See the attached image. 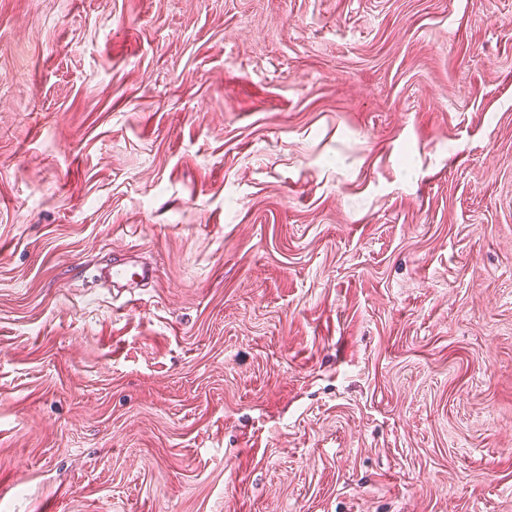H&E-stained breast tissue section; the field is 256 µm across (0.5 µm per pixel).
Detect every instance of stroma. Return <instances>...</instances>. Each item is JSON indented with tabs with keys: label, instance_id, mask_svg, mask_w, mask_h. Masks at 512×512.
I'll return each mask as SVG.
<instances>
[{
	"label": "stroma",
	"instance_id": "1",
	"mask_svg": "<svg viewBox=\"0 0 512 512\" xmlns=\"http://www.w3.org/2000/svg\"><path fill=\"white\" fill-rule=\"evenodd\" d=\"M0 512H512V0H0Z\"/></svg>",
	"mask_w": 512,
	"mask_h": 512
}]
</instances>
